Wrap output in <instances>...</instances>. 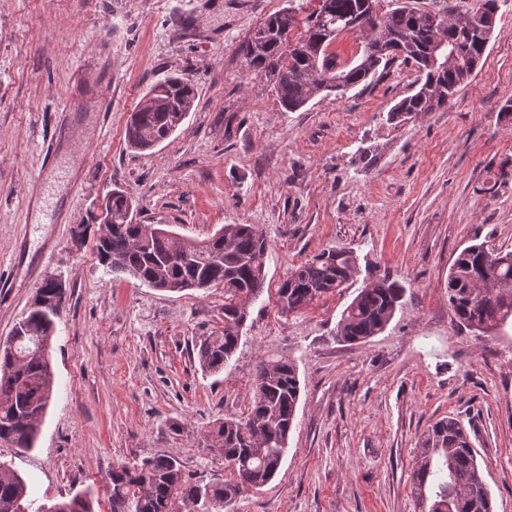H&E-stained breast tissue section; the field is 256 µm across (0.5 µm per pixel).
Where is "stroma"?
<instances>
[{
  "mask_svg": "<svg viewBox=\"0 0 512 512\" xmlns=\"http://www.w3.org/2000/svg\"><path fill=\"white\" fill-rule=\"evenodd\" d=\"M287 0H0V341L46 275L66 284L50 347L54 391L32 449L0 442V462L36 504L89 493L110 512L114 466L178 458L194 480L224 478L205 436L248 413L271 356L296 366L300 397L276 477L245 488L238 512H422L413 487L422 434L459 418L493 512H512V326L480 331L448 306V272L475 241L512 250V0L497 14L474 76L436 112L395 124L417 72L396 63L369 86L282 111L241 44ZM112 84L97 128L73 127L52 168L45 152L76 78ZM189 78L197 99L150 151L125 126L148 89ZM377 150L362 167V148ZM36 187L41 208L26 196ZM133 196L147 224L202 240L227 224L268 242L267 280L223 371L198 364L200 338L224 326V291L163 292L106 271L96 218L105 195ZM355 251L405 289L367 342L336 337L364 283L282 313L277 288L328 249Z\"/></svg>",
  "mask_w": 512,
  "mask_h": 512,
  "instance_id": "35a3bbf8",
  "label": "stroma"
}]
</instances>
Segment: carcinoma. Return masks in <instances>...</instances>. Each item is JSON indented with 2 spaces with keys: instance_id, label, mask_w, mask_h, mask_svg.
<instances>
[{
  "instance_id": "1",
  "label": "carcinoma",
  "mask_w": 512,
  "mask_h": 512,
  "mask_svg": "<svg viewBox=\"0 0 512 512\" xmlns=\"http://www.w3.org/2000/svg\"><path fill=\"white\" fill-rule=\"evenodd\" d=\"M368 0H322L305 18V28L289 47L296 15L303 4L268 16L242 45L246 67L262 74L287 112L334 87L327 74L337 66L330 45L343 32L358 31L371 50L344 70L352 86L379 68L400 61L420 73L419 88L402 98L388 120L405 121L448 106V96L467 85L480 65L495 28L500 0H475L465 12L448 8V0H432L433 8L417 9L407 0L361 26ZM196 88L185 77L171 76L150 87L126 126L130 149L147 151L173 134L193 110ZM138 204L114 191L105 197L96 249L100 264L127 273L140 284L166 292L224 287V329L197 348L202 370L217 373L235 354L249 307L263 292L266 240L250 224H226L216 242L183 237L161 224L134 223ZM358 262L352 251H324L289 272L277 289L280 310L291 313L317 298L351 286ZM41 301L19 320L7 343L0 345V440L29 450L54 389L49 349L64 294L46 281L37 286ZM404 288L383 275L359 289L342 312L336 336L363 343L393 320ZM448 305L458 322L483 329L512 322V251L485 242L463 248L448 272ZM300 381L286 358L260 363L254 400L248 414L226 418L207 436L224 454L230 478L202 484L185 475L174 457L154 453L112 469L107 487L112 512H174L175 501L191 503L197 512L232 508L246 487H260L277 474L288 446ZM414 491L426 512H492L490 493L476 452L462 423L441 419L421 437ZM26 480L0 463V512H29ZM34 512H93V503L78 492L70 500L42 504Z\"/></svg>"
}]
</instances>
